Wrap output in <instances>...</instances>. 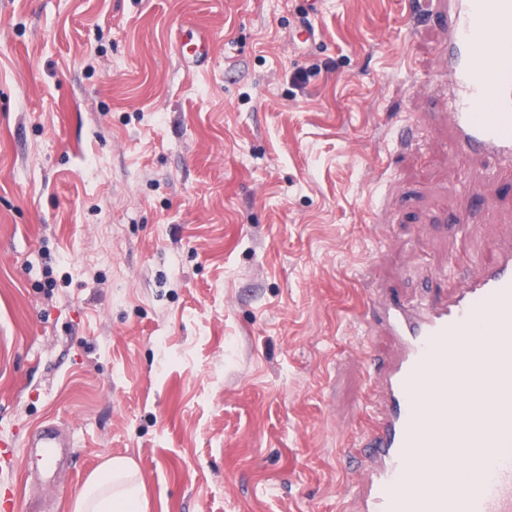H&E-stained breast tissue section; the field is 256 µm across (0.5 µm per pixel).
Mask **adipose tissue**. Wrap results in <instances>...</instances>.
Returning a JSON list of instances; mask_svg holds the SVG:
<instances>
[{
	"mask_svg": "<svg viewBox=\"0 0 512 512\" xmlns=\"http://www.w3.org/2000/svg\"><path fill=\"white\" fill-rule=\"evenodd\" d=\"M74 512H145L143 484L134 462L112 457L91 476L77 496Z\"/></svg>",
	"mask_w": 512,
	"mask_h": 512,
	"instance_id": "1",
	"label": "adipose tissue"
}]
</instances>
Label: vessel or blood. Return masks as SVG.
I'll list each match as a JSON object with an SVG mask.
<instances>
[{
  "label": "vessel or blood",
  "instance_id": "b4317fda",
  "mask_svg": "<svg viewBox=\"0 0 512 512\" xmlns=\"http://www.w3.org/2000/svg\"><path fill=\"white\" fill-rule=\"evenodd\" d=\"M447 14L448 125L454 150L485 164L512 163V0H434ZM500 313L486 319L490 304ZM362 345L388 337L393 354L371 374L373 425L343 512H512V250L472 259V272L443 298L400 303L378 295ZM480 332L482 348L467 337ZM484 382L474 401L425 404L459 379ZM469 437L463 450L435 435L444 420ZM426 462L425 473L408 462Z\"/></svg>",
  "mask_w": 512,
  "mask_h": 512
}]
</instances>
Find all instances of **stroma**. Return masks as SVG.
I'll return each instance as SVG.
<instances>
[{
  "label": "stroma",
  "instance_id": "stroma-1",
  "mask_svg": "<svg viewBox=\"0 0 512 512\" xmlns=\"http://www.w3.org/2000/svg\"><path fill=\"white\" fill-rule=\"evenodd\" d=\"M0 0V463L73 512L131 459L146 512H340L378 289L512 247V168L451 152L419 0ZM212 39L197 70L177 41ZM406 149L391 143L403 124ZM469 212L471 225L452 224ZM54 423L68 447L26 465Z\"/></svg>",
  "mask_w": 512,
  "mask_h": 512
}]
</instances>
